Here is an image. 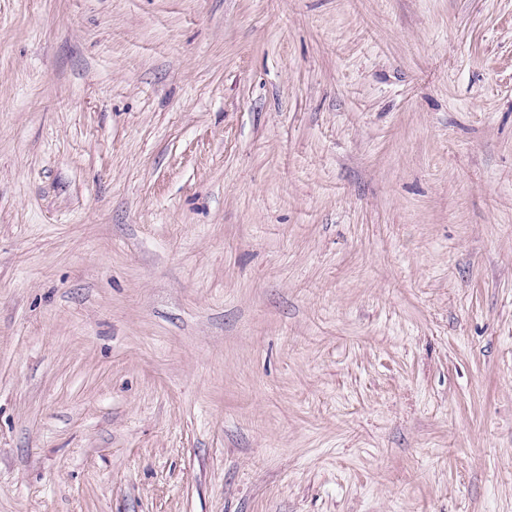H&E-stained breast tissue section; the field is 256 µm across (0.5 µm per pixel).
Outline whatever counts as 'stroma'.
I'll return each mask as SVG.
<instances>
[{
	"instance_id": "1",
	"label": "stroma",
	"mask_w": 512,
	"mask_h": 512,
	"mask_svg": "<svg viewBox=\"0 0 512 512\" xmlns=\"http://www.w3.org/2000/svg\"><path fill=\"white\" fill-rule=\"evenodd\" d=\"M0 512H512V0H0Z\"/></svg>"
}]
</instances>
